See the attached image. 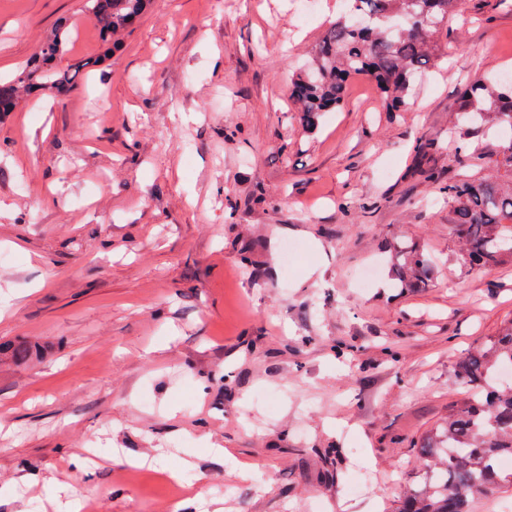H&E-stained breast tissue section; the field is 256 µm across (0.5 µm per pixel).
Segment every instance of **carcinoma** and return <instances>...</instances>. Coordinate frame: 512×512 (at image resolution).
Listing matches in <instances>:
<instances>
[{"mask_svg": "<svg viewBox=\"0 0 512 512\" xmlns=\"http://www.w3.org/2000/svg\"><path fill=\"white\" fill-rule=\"evenodd\" d=\"M153 0H86L101 40L96 55L69 57L71 23L59 19L37 51L11 76L0 77V112L15 111L20 93L62 96L86 84L112 58L120 39L145 16ZM314 51L312 65L292 79L291 96L300 121L312 130L325 112L344 103L347 81L371 77L390 110L405 104L413 74L430 63V43L448 32L464 0H345ZM457 122L512 132V79L496 88L475 83L463 95ZM494 168L512 170V136L488 156ZM453 203L450 233L461 246L464 265L512 263V186L489 180H457L441 186ZM394 287H426L431 265L425 248L400 242L392 258ZM512 367V321L461 357L456 378L464 396L448 419L417 445L418 462L428 473L404 488L397 512H473L480 497L512 485V473L498 468V456L512 453V387L498 383Z\"/></svg>", "mask_w": 512, "mask_h": 512, "instance_id": "carcinoma-1", "label": "carcinoma"}]
</instances>
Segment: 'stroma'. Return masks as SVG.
<instances>
[{
    "mask_svg": "<svg viewBox=\"0 0 512 512\" xmlns=\"http://www.w3.org/2000/svg\"><path fill=\"white\" fill-rule=\"evenodd\" d=\"M339 3L154 0L86 87L0 118V512H394L421 480L457 360L512 321V265L462 266L423 175L512 178L503 132L461 166L452 129L512 70V6L466 0L399 111L355 77L308 132L290 79ZM63 16L97 52L84 0H0V74ZM401 240L428 288L391 287Z\"/></svg>",
    "mask_w": 512,
    "mask_h": 512,
    "instance_id": "1",
    "label": "stroma"
}]
</instances>
